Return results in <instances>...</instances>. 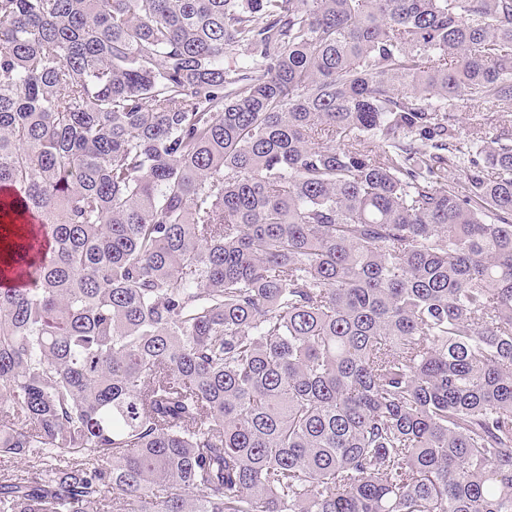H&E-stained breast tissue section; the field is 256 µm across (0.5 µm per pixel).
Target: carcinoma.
Listing matches in <instances>:
<instances>
[{
    "mask_svg": "<svg viewBox=\"0 0 512 512\" xmlns=\"http://www.w3.org/2000/svg\"><path fill=\"white\" fill-rule=\"evenodd\" d=\"M463 98L512 112V0H0V512H512Z\"/></svg>",
    "mask_w": 512,
    "mask_h": 512,
    "instance_id": "carcinoma-1",
    "label": "carcinoma"
}]
</instances>
